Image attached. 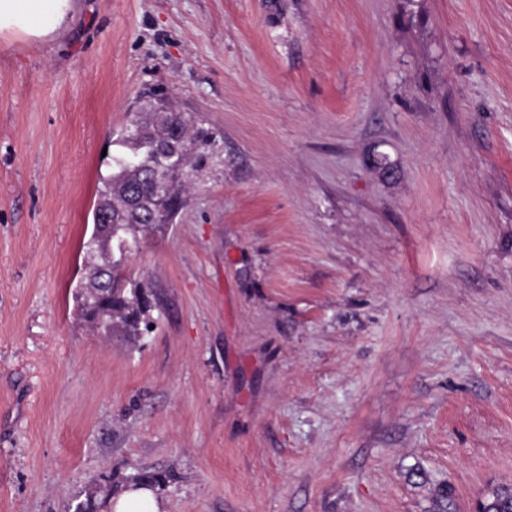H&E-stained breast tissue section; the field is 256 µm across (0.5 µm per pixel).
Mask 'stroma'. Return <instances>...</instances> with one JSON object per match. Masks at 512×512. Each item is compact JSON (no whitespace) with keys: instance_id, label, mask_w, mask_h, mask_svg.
Masks as SVG:
<instances>
[{"instance_id":"obj_1","label":"stroma","mask_w":512,"mask_h":512,"mask_svg":"<svg viewBox=\"0 0 512 512\" xmlns=\"http://www.w3.org/2000/svg\"><path fill=\"white\" fill-rule=\"evenodd\" d=\"M215 140L83 282L105 148L151 92ZM475 512L512 483V0H76L0 34V512ZM111 508L113 512H160L154 501L152 490L148 488L126 491L114 504H111Z\"/></svg>"}]
</instances>
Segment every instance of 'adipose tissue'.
I'll use <instances>...</instances> for the list:
<instances>
[{"mask_svg": "<svg viewBox=\"0 0 512 512\" xmlns=\"http://www.w3.org/2000/svg\"><path fill=\"white\" fill-rule=\"evenodd\" d=\"M75 0H0V33L42 38L59 30Z\"/></svg>", "mask_w": 512, "mask_h": 512, "instance_id": "1", "label": "adipose tissue"}]
</instances>
